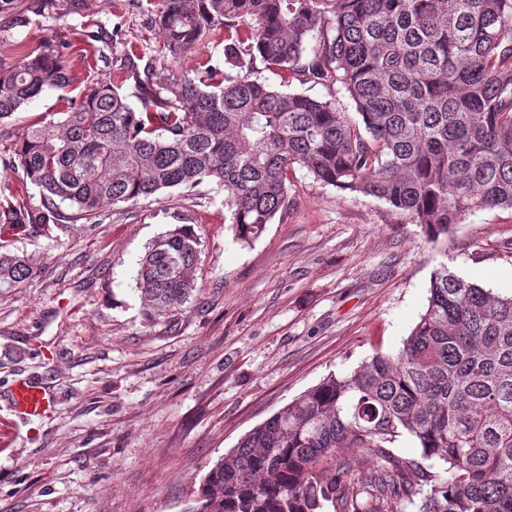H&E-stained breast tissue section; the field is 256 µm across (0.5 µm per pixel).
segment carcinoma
I'll return each mask as SVG.
<instances>
[{"mask_svg": "<svg viewBox=\"0 0 512 512\" xmlns=\"http://www.w3.org/2000/svg\"><path fill=\"white\" fill-rule=\"evenodd\" d=\"M154 25L175 59L227 31L224 72L161 77L125 57L59 120L15 136L4 166L42 205L13 202L6 178L0 224L64 230L106 204L207 182L249 244L288 207L299 167L389 203L442 258L402 346L327 376L241 437L202 479L199 512H392L402 500L417 512H512V294L446 262L467 215L512 208V0H166ZM70 48L50 39L0 65V122L69 86ZM258 60L326 95L272 87ZM128 81L139 108L120 93ZM200 254L190 224L147 246L135 277L147 317L191 300ZM34 270L0 245V287ZM403 438L421 460L393 454ZM340 448L373 466L336 478L326 466Z\"/></svg>", "mask_w": 512, "mask_h": 512, "instance_id": "1", "label": "carcinoma"}]
</instances>
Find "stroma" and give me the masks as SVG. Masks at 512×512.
Returning <instances> with one entry per match:
<instances>
[{
	"label": "stroma",
	"mask_w": 512,
	"mask_h": 512,
	"mask_svg": "<svg viewBox=\"0 0 512 512\" xmlns=\"http://www.w3.org/2000/svg\"><path fill=\"white\" fill-rule=\"evenodd\" d=\"M0 0V62L68 40L72 82L43 91L0 127L65 111L124 54L162 76L224 68V37L185 58L163 48L164 0ZM175 224L203 244L191 303L147 318L134 276L147 244ZM36 273L0 291V512H196L197 491L238 440L330 374L401 346L427 304L434 252L421 225L372 196L296 169L288 207L252 244L237 242L210 183L105 206L81 230H0ZM448 265L512 293V209L468 215ZM26 380L52 398L16 414Z\"/></svg>",
	"instance_id": "1"
}]
</instances>
